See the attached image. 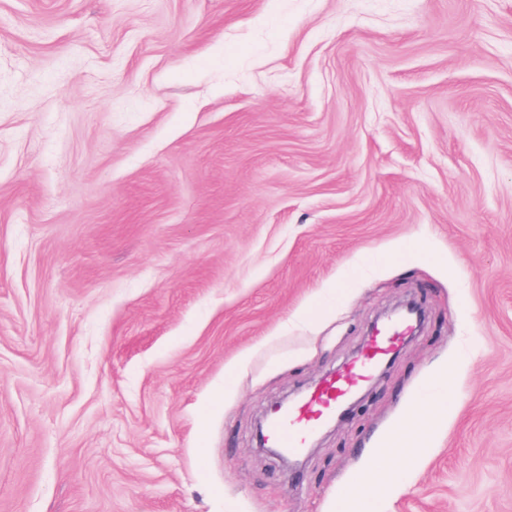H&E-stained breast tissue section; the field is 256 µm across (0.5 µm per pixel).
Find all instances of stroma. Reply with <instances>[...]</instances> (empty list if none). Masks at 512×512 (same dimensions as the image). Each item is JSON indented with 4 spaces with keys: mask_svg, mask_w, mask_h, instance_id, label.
I'll list each match as a JSON object with an SVG mask.
<instances>
[{
    "mask_svg": "<svg viewBox=\"0 0 512 512\" xmlns=\"http://www.w3.org/2000/svg\"><path fill=\"white\" fill-rule=\"evenodd\" d=\"M450 364L368 512H512V0H0V512H341ZM409 323L410 320L404 317L384 326L367 345L365 354L346 374L327 381L318 393L272 418L266 434L274 448H281L288 455L299 454L315 426L368 380L377 365L404 337L410 328ZM447 412L441 403L429 399L427 404H416L410 412L412 422L405 428H397L386 440L382 454L387 459L408 460L425 449V437L429 430L445 420Z\"/></svg>",
    "mask_w": 512,
    "mask_h": 512,
    "instance_id": "1",
    "label": "stroma"
}]
</instances>
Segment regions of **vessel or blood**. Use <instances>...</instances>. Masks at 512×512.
Here are the masks:
<instances>
[{
	"mask_svg": "<svg viewBox=\"0 0 512 512\" xmlns=\"http://www.w3.org/2000/svg\"><path fill=\"white\" fill-rule=\"evenodd\" d=\"M409 327V320L405 317L384 326L372 338L364 355L346 374L327 381L318 393L272 418L266 434L273 446L291 455L299 454L315 426L353 390L368 380Z\"/></svg>",
	"mask_w": 512,
	"mask_h": 512,
	"instance_id": "obj_1",
	"label": "vessel or blood"
}]
</instances>
